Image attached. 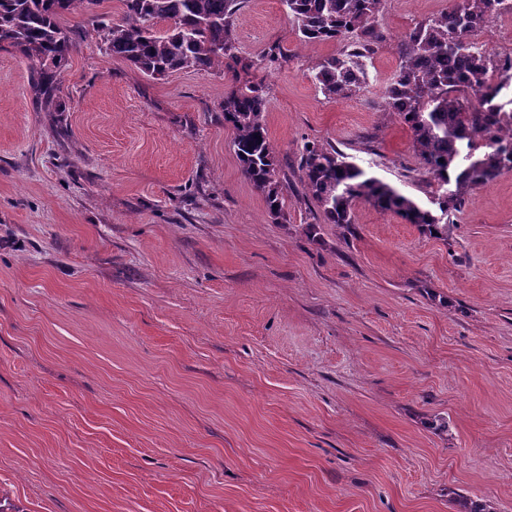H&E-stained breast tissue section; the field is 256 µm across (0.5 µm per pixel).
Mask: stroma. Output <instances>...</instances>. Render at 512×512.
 Here are the masks:
<instances>
[{
    "label": "stroma",
    "mask_w": 512,
    "mask_h": 512,
    "mask_svg": "<svg viewBox=\"0 0 512 512\" xmlns=\"http://www.w3.org/2000/svg\"><path fill=\"white\" fill-rule=\"evenodd\" d=\"M455 0H387L367 83L325 98L333 44L281 0H243V55L288 169L273 223L242 176L224 94L245 74L162 79L106 56L120 0H76L53 102L0 43V507L5 512H512V172L447 240L367 203L319 224L305 143L422 206L436 186L383 112L397 46ZM318 224L317 236L308 225Z\"/></svg>",
    "instance_id": "35a3bbf8"
}]
</instances>
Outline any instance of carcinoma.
<instances>
[{"instance_id":"cac0c4a2","label":"carcinoma","mask_w":512,"mask_h":512,"mask_svg":"<svg viewBox=\"0 0 512 512\" xmlns=\"http://www.w3.org/2000/svg\"><path fill=\"white\" fill-rule=\"evenodd\" d=\"M122 16L101 23L105 53L152 79L178 70L227 65L249 71L261 63L288 62L274 44L257 58L239 54L234 37L241 0H121ZM295 34L306 44L338 43L323 58L314 80L325 97L357 95L365 72L362 59L383 42L378 17L386 0H282ZM74 0H0V43L19 49L37 68L43 99L56 96L59 69L74 42L60 23ZM512 16V0H456L454 6L417 24L403 39L393 77L382 91L383 111L407 126L419 169L440 194L438 210L424 208L394 187L346 161L329 145H305L298 160L303 197L321 219L352 232L354 206L365 202L393 213L435 238H448L450 220L474 189L512 172V55L491 54L474 35L491 22ZM166 24L159 33L156 26ZM266 87L237 86L224 94V124L234 131L233 147L245 178L260 193L269 214L285 221L282 171L268 137Z\"/></svg>"}]
</instances>
